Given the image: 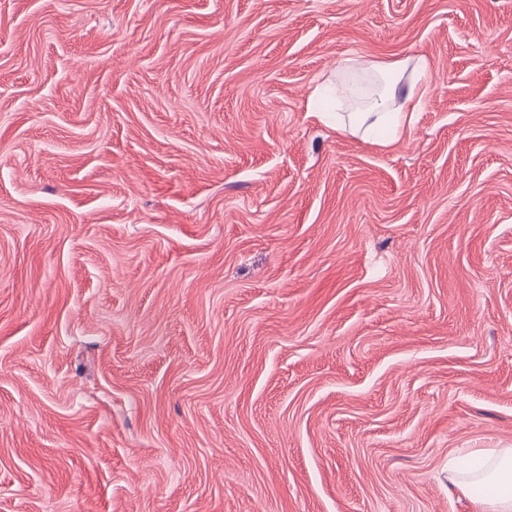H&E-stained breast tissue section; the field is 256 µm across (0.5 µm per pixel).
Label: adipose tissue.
<instances>
[{
  "mask_svg": "<svg viewBox=\"0 0 512 512\" xmlns=\"http://www.w3.org/2000/svg\"><path fill=\"white\" fill-rule=\"evenodd\" d=\"M338 69L369 74L379 82L369 105L350 113L340 131L372 135L385 145L396 142L420 110L428 92L431 62L424 54L394 60L346 57ZM448 474L463 492L477 486L488 488V495L480 501L483 512H512V448L457 453L448 463Z\"/></svg>",
  "mask_w": 512,
  "mask_h": 512,
  "instance_id": "obj_1",
  "label": "adipose tissue"
}]
</instances>
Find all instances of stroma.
Masks as SVG:
<instances>
[{
  "instance_id": "1",
  "label": "stroma",
  "mask_w": 512,
  "mask_h": 512,
  "mask_svg": "<svg viewBox=\"0 0 512 512\" xmlns=\"http://www.w3.org/2000/svg\"><path fill=\"white\" fill-rule=\"evenodd\" d=\"M426 54L391 145L310 104ZM512 448V0H0V512H479ZM448 474L450 482L465 493L476 486L489 489L479 500L482 512L512 511V448L458 452L448 463Z\"/></svg>"
}]
</instances>
